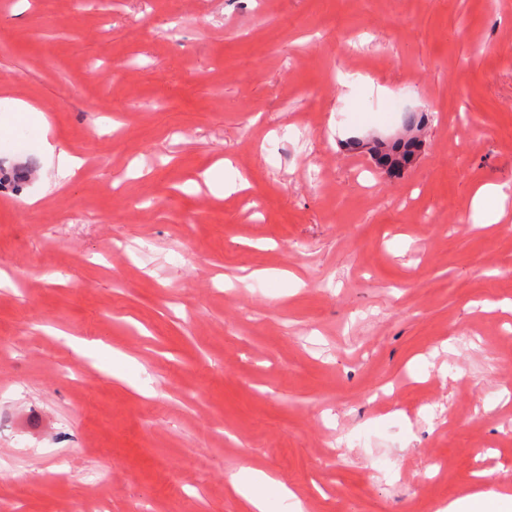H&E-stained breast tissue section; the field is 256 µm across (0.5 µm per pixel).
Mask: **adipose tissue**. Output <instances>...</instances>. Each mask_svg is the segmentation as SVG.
I'll return each instance as SVG.
<instances>
[{
	"label": "adipose tissue",
	"instance_id": "adipose-tissue-1",
	"mask_svg": "<svg viewBox=\"0 0 512 512\" xmlns=\"http://www.w3.org/2000/svg\"><path fill=\"white\" fill-rule=\"evenodd\" d=\"M507 196L501 185H481L473 198V209L483 216L484 223L512 222V210L506 206ZM232 492L245 500L249 512H270L271 504H278L280 512H305L302 501L286 484L267 472L243 468L229 478Z\"/></svg>",
	"mask_w": 512,
	"mask_h": 512
}]
</instances>
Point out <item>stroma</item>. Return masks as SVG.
Masks as SVG:
<instances>
[{
	"label": "stroma",
	"mask_w": 512,
	"mask_h": 512,
	"mask_svg": "<svg viewBox=\"0 0 512 512\" xmlns=\"http://www.w3.org/2000/svg\"><path fill=\"white\" fill-rule=\"evenodd\" d=\"M3 83L84 165L0 104V512H245L243 467L306 512L512 487V223L472 208L512 195V0H0ZM5 100L11 102L15 112L36 114L40 116L42 122V135L39 140L34 142V144L38 147V149L41 152L48 154L50 157H54V155L56 154L58 166L61 172L63 173V177L75 175L76 171L81 167L83 161L79 157H77L74 154H71L67 150H57L56 146L49 141L47 136L49 131V125L46 119L43 117V111L39 108V106L22 99L6 97ZM224 169H225V171H226V169H228V170L232 169L230 164L226 160L217 162L211 169H209L206 172L205 182L207 183V185L210 188L214 187V188L220 190V186H221V182H222L224 193L230 194L232 192L245 190L250 187L248 180L243 175H241L239 172H233L232 176L230 177V179L227 182V186H226V181H225V185H224V180L219 179L221 172H222V174L224 173ZM507 198L508 195L504 193L501 185L494 183L481 185L476 190L473 198V210L481 213L483 216L482 222L477 223H510L512 219V212L505 204Z\"/></svg>",
	"instance_id": "1"
}]
</instances>
